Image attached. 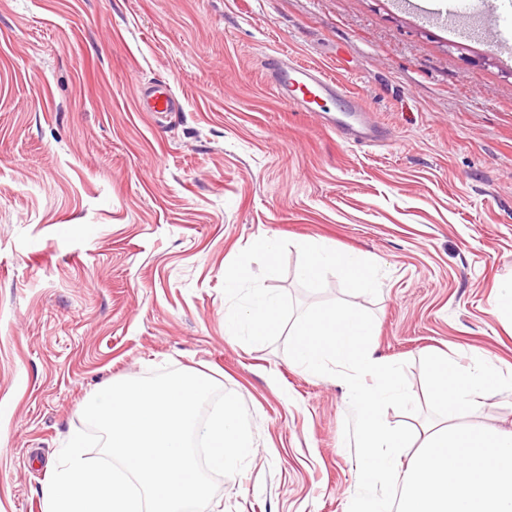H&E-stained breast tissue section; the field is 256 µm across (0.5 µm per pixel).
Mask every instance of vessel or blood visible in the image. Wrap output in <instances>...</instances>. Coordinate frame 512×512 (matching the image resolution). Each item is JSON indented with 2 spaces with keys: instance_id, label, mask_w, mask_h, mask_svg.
I'll return each instance as SVG.
<instances>
[{
  "instance_id": "vessel-or-blood-1",
  "label": "vessel or blood",
  "mask_w": 512,
  "mask_h": 512,
  "mask_svg": "<svg viewBox=\"0 0 512 512\" xmlns=\"http://www.w3.org/2000/svg\"><path fill=\"white\" fill-rule=\"evenodd\" d=\"M265 68L279 98L302 112L330 113L328 126L343 141L360 146H374L384 141L383 127L367 116L362 98L341 81L287 56L266 58ZM140 103L149 112L178 109L177 100L164 84L144 87Z\"/></svg>"
}]
</instances>
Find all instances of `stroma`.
I'll list each match as a JSON object with an SVG mask.
<instances>
[{"label":"stroma","mask_w":512,"mask_h":512,"mask_svg":"<svg viewBox=\"0 0 512 512\" xmlns=\"http://www.w3.org/2000/svg\"><path fill=\"white\" fill-rule=\"evenodd\" d=\"M467 2L456 30L397 0H0V512H45L83 403L166 365L250 413L254 452L207 512H348L346 384L224 335V272L261 238L290 243L267 288L372 313L420 408L391 424L427 422L426 355L512 371L491 312L512 277V50ZM279 53L360 95L385 144L280 100ZM152 83L179 111H142ZM312 239L376 289L300 279Z\"/></svg>","instance_id":"35a3bbf8"}]
</instances>
